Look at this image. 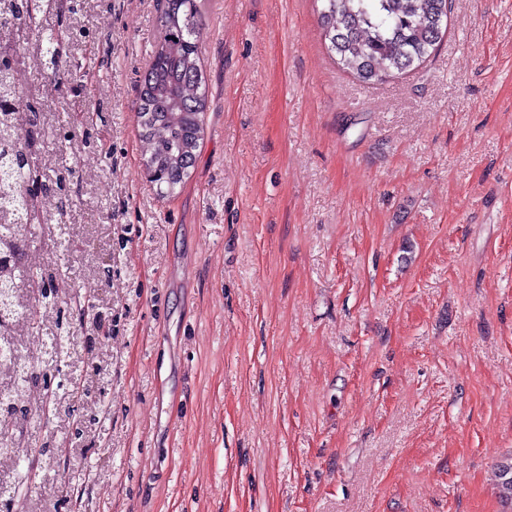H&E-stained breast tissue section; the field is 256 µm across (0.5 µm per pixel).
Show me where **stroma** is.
Here are the masks:
<instances>
[{
	"label": "stroma",
	"mask_w": 512,
	"mask_h": 512,
	"mask_svg": "<svg viewBox=\"0 0 512 512\" xmlns=\"http://www.w3.org/2000/svg\"><path fill=\"white\" fill-rule=\"evenodd\" d=\"M204 133L151 183L158 0H70L83 95L42 105L66 246L29 260L95 316L86 394L22 425L25 512H512V0H454L434 58L366 84L320 0H198ZM110 338L91 346L98 321Z\"/></svg>",
	"instance_id": "stroma-1"
}]
</instances>
